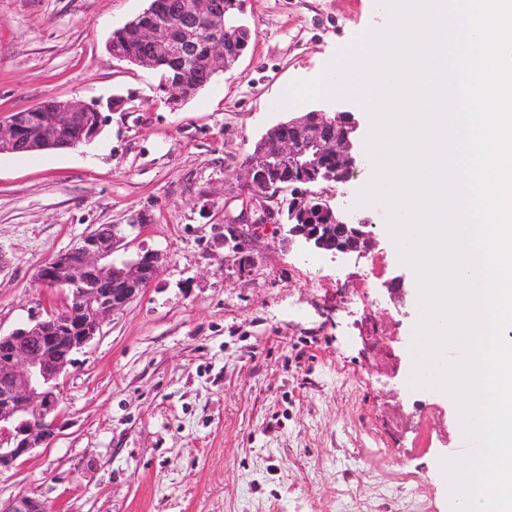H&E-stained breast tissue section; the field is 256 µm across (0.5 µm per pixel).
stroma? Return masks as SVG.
<instances>
[{
  "label": "stroma",
  "instance_id": "stroma-1",
  "mask_svg": "<svg viewBox=\"0 0 512 512\" xmlns=\"http://www.w3.org/2000/svg\"><path fill=\"white\" fill-rule=\"evenodd\" d=\"M150 0H0V120L48 99L104 103L87 147L0 155V331L60 308L38 268L102 224L149 217L128 256L155 281L59 380L53 442L0 470V503L47 512H449L440 461L464 447L456 406L409 388L420 318L379 204L364 255L301 265L276 225L228 260L224 190L274 123L312 110L371 118L349 96L288 107L382 27L374 0H247L244 55L189 100L113 59ZM403 278V292L389 282Z\"/></svg>",
  "mask_w": 512,
  "mask_h": 512
}]
</instances>
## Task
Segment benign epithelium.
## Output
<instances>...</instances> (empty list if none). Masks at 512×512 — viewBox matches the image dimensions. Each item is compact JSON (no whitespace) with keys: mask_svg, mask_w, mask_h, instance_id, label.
<instances>
[{"mask_svg":"<svg viewBox=\"0 0 512 512\" xmlns=\"http://www.w3.org/2000/svg\"><path fill=\"white\" fill-rule=\"evenodd\" d=\"M140 38L149 67L156 59H184L199 42L209 48L213 72L227 71L243 54L250 29L230 15L224 0H192L184 11H162L156 4L142 14ZM91 105L55 98L14 113L0 122V154L29 149L75 148L91 143L101 126L73 128ZM355 113L314 112L279 122L256 142L249 160L238 166L237 191L224 193V224L238 244L259 233V224H278L288 243L336 256L362 254L371 245L364 228L370 220L336 208L315 188L349 182L360 149ZM288 192V209L279 201ZM240 201L238 210L230 204ZM143 227L135 214L125 224L100 225L73 247L42 265L37 279L47 288L68 291L58 311L0 334V469L11 467L33 449L51 444L60 427L58 379L122 308L157 277L161 258L146 251L125 259L129 232ZM0 512H46L22 498Z\"/></svg>","mask_w":512,"mask_h":512,"instance_id":"benign-epithelium-1","label":"benign epithelium"}]
</instances>
